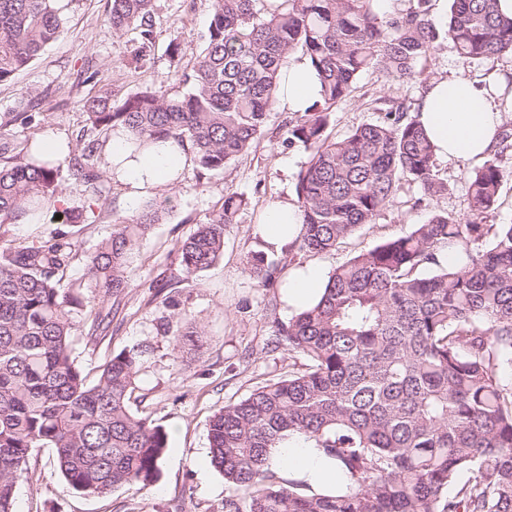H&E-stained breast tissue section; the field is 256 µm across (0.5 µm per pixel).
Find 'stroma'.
<instances>
[{"instance_id":"stroma-1","label":"stroma","mask_w":512,"mask_h":512,"mask_svg":"<svg viewBox=\"0 0 512 512\" xmlns=\"http://www.w3.org/2000/svg\"><path fill=\"white\" fill-rule=\"evenodd\" d=\"M59 6L63 37L29 68L0 84L1 134L18 140L50 135L73 143L91 134L83 104L101 90H111L116 101L157 84L172 95L184 92L178 74L194 65L209 25V0H157L155 42L143 64L135 60L139 44L134 35L113 32L110 0H59ZM174 41L181 44L182 53L173 59L168 47ZM417 70V78L410 82L386 83L375 74H363L352 96L331 112L330 135L341 137L377 120L383 100L418 104L432 78L493 80L512 70V57L469 63L446 42L421 58ZM33 108L40 114L39 122L23 123L20 113ZM295 118V113L273 110L268 135L247 154L218 172L190 167L177 185L159 190L157 199H170L171 207L135 254L126 288L95 303L93 311L104 315L99 327L91 325L93 311H81L76 318L69 351L89 378H96L122 349L146 346L133 407L169 434L159 480L140 491L119 488L104 496H87L63 478L48 449L37 448L17 478L14 512H224L228 488L209 462L211 417L225 404L301 364L285 348L271 344L278 324L293 316L283 288L259 287L247 268L249 252L260 251L275 260L281 256L262 237L259 218L268 202L297 199L296 176L308 155L286 141L288 124ZM476 166L473 160H437L447 194L431 197L415 184L402 183L372 223L358 228L336 251L314 256V263L329 274L359 252L424 223L433 213L466 216L467 176ZM100 189L94 216L71 227L81 247L63 275V288H86L90 254L111 234L114 220L128 214L121 183L107 174ZM229 193L244 195L248 205L225 231L223 257L209 269L185 277L177 263L180 241ZM189 331L195 334L193 341L174 349L172 337Z\"/></svg>"}]
</instances>
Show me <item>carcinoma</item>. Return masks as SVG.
Returning <instances> with one entry per match:
<instances>
[{
    "mask_svg": "<svg viewBox=\"0 0 512 512\" xmlns=\"http://www.w3.org/2000/svg\"><path fill=\"white\" fill-rule=\"evenodd\" d=\"M57 0H0V83L10 81L64 33ZM210 24L186 92L147 86L114 104L85 101L96 129H125L141 150L157 142L190 145L196 166L220 171L263 136L280 67L295 52L317 72L321 97L288 126V142L308 161L297 176L302 233L269 260L252 255L249 272L272 288L288 255L313 257L344 239L393 199L401 182L428 196L448 192L437 178L435 146L405 102L341 138L329 116L360 75L416 78L417 62L442 40L467 59L512 55V18L497 0H450L448 20L432 0H400L381 15L375 0H209ZM156 0H112L110 22L154 40ZM508 129L498 149L467 179L469 212L434 213L336 267L319 301L278 327L276 348L302 369L267 382L216 412L208 429L210 463L230 489L224 512H512V224H489L499 208ZM96 147L74 158L70 176L88 205L61 208L60 163L35 142L0 136V224L62 223L94 213L101 174ZM168 200L118 219L89 257L94 297L126 287V268ZM246 198L235 193L180 242L189 277L224 254V232ZM80 248L57 228L36 245L0 246V512H14L17 476L32 451L48 448L78 492L142 490L157 481L169 436L130 406L144 351L123 350L89 383L68 351L73 313L83 298L62 293L59 275ZM336 461L345 483L333 495L285 479L269 449L294 434ZM462 472L469 478L458 481Z\"/></svg>",
    "mask_w": 512,
    "mask_h": 512,
    "instance_id": "1",
    "label": "carcinoma"
}]
</instances>
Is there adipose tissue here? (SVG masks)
Returning <instances> with one entry per match:
<instances>
[{"instance_id":"ef3b65f1","label":"adipose tissue","mask_w":512,"mask_h":512,"mask_svg":"<svg viewBox=\"0 0 512 512\" xmlns=\"http://www.w3.org/2000/svg\"><path fill=\"white\" fill-rule=\"evenodd\" d=\"M507 80V75H500L489 87L461 77L430 81L420 100L417 119L437 146L438 156L455 162L479 160L495 148L505 117L512 115V94L503 93ZM319 96L320 83L308 61L289 56L280 69L276 107L302 112ZM108 161L113 179L123 184L127 204L133 209L147 194L180 181L193 155L168 143L134 153L126 136L120 134L112 139ZM261 224L270 245L278 249L288 246L301 229L297 203L269 202ZM325 282L318 265L307 264L295 270L288 278L286 290L289 307L296 311L305 308L319 295ZM270 463L324 493L335 490L340 480L335 462L300 435L291 436L280 447L271 449Z\"/></svg>"}]
</instances>
